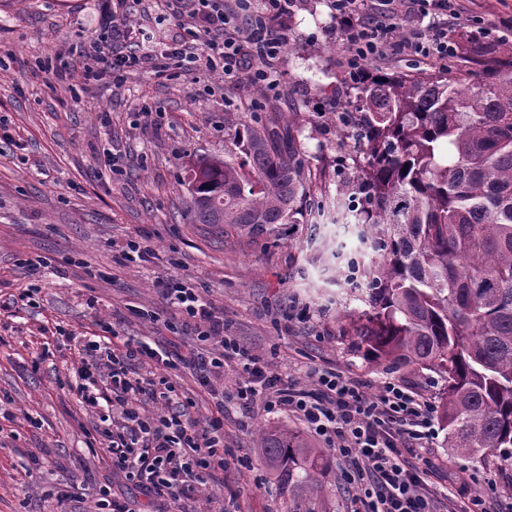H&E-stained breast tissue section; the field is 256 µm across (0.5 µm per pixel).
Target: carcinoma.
Wrapping results in <instances>:
<instances>
[{
  "instance_id": "obj_1",
  "label": "carcinoma",
  "mask_w": 512,
  "mask_h": 512,
  "mask_svg": "<svg viewBox=\"0 0 512 512\" xmlns=\"http://www.w3.org/2000/svg\"><path fill=\"white\" fill-rule=\"evenodd\" d=\"M426 80L369 72L355 116L366 164L334 201L380 260L367 271L366 354L445 383V446L512 456V57L463 36ZM224 155L197 159L186 213L224 237L278 238L312 211L303 153L256 113H224ZM289 512H327L330 461L286 426L257 430Z\"/></svg>"
}]
</instances>
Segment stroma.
<instances>
[{
  "label": "stroma",
  "mask_w": 512,
  "mask_h": 512,
  "mask_svg": "<svg viewBox=\"0 0 512 512\" xmlns=\"http://www.w3.org/2000/svg\"><path fill=\"white\" fill-rule=\"evenodd\" d=\"M467 16L449 37L482 40L512 31V0H457ZM193 0H137L132 25L178 39ZM98 0H0V512H94L101 488L131 512H167L113 468L108 443L86 446L98 421L70 390L78 344L112 328L113 347L144 336L159 348L197 344L160 292L176 275L205 290L224 329L271 374L312 388L317 369L340 372L378 395L384 381L440 399L444 381L416 366L387 367L359 344L356 327L371 307L366 272L378 255L332 210L291 224L283 239L246 244L190 223L183 202L191 162L224 152V115L255 112L293 129L306 156L314 199L334 201L365 164L342 112L359 109L358 84L346 66L345 23L330 0H295L275 18L283 40L272 60L276 81L254 84L250 69L222 80L205 68L176 77L148 69L111 78L74 71L98 19ZM153 111L140 116L141 107ZM117 159L109 169V159ZM132 237L153 257L123 263ZM45 259L39 271L28 260ZM33 288L31 301L16 296ZM236 364L224 371V466L196 483L184 512H286V498L255 446L258 427L301 422L285 413L241 414ZM421 455L426 482L439 495L466 478V497L487 512H512V467L498 455L465 457L435 438Z\"/></svg>",
  "instance_id": "1"
}]
</instances>
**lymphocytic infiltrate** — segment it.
<instances>
[{
    "label": "lymphocytic infiltrate",
    "mask_w": 512,
    "mask_h": 512,
    "mask_svg": "<svg viewBox=\"0 0 512 512\" xmlns=\"http://www.w3.org/2000/svg\"><path fill=\"white\" fill-rule=\"evenodd\" d=\"M128 0H104L102 19L79 54L75 66L82 75L120 79L134 68L151 67L156 75L169 76L176 70L203 67L233 78L240 67H249L256 84L273 86L267 63L282 46L270 22L288 12L292 0H236L245 17L244 27H231L224 0H197L198 8L186 32L190 45L160 47L147 37L137 36L126 10ZM391 16L424 13L435 23L389 42V18L368 15L366 22L351 28L347 66L360 73L367 60H380L396 50L407 55L451 57L448 25L459 20L453 0H394ZM162 293L197 330L198 345L187 354L163 356L149 341H128L122 351L99 339L80 347L81 365L74 386L83 402L100 408L109 404L120 410V429L102 428L110 441L112 464L135 480L147 498L168 497L179 501L190 482L204 471L224 465V395L213 388V379L223 377L224 367L237 362L241 379L236 398L241 410L260 408L268 413L284 412L297 417L310 432L320 437L329 452L342 464L346 489L352 490L362 512H456L455 501L437 496L426 488L424 468L404 458L409 449L427 447L435 435L431 398L410 393L398 383L384 382L371 398L362 383L335 371L317 370L314 389L282 381L266 374L256 359L240 350L224 332V320L200 289L181 278L168 277ZM164 362L167 373L140 374L132 364ZM198 372L207 387L214 411L205 429L171 411L177 387L169 372L177 368ZM158 405V412H141L143 398Z\"/></svg>",
    "instance_id": "lymphocytic-infiltrate-1"
}]
</instances>
